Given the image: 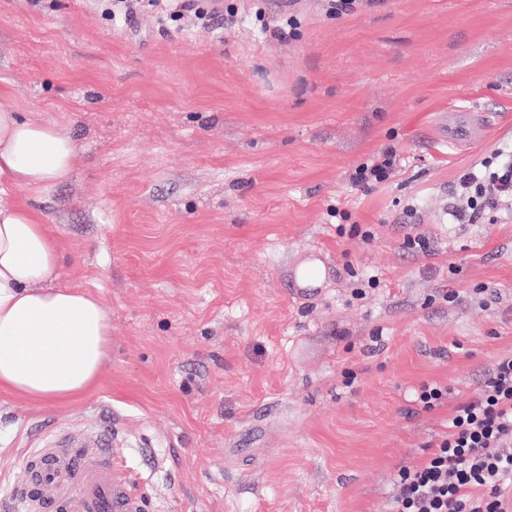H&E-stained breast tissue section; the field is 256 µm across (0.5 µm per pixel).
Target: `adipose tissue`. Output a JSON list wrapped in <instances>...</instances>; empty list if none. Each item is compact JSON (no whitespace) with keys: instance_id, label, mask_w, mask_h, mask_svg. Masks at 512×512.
Instances as JSON below:
<instances>
[{"instance_id":"1","label":"adipose tissue","mask_w":512,"mask_h":512,"mask_svg":"<svg viewBox=\"0 0 512 512\" xmlns=\"http://www.w3.org/2000/svg\"><path fill=\"white\" fill-rule=\"evenodd\" d=\"M79 162L67 127L0 108V391L34 403L93 389L111 325L101 301L58 286L64 255L44 217L6 195L63 183Z\"/></svg>"}]
</instances>
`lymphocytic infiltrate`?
I'll return each mask as SVG.
<instances>
[{
  "mask_svg": "<svg viewBox=\"0 0 512 512\" xmlns=\"http://www.w3.org/2000/svg\"><path fill=\"white\" fill-rule=\"evenodd\" d=\"M490 212L512 218V147L470 165L451 187L452 223ZM389 512H512V353L455 408L426 459L397 471Z\"/></svg>",
  "mask_w": 512,
  "mask_h": 512,
  "instance_id": "f902f5d3",
  "label": "lymphocytic infiltrate"
}]
</instances>
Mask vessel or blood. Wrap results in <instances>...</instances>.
<instances>
[{"instance_id":"b4317fda","label":"vessel or blood","mask_w":512,"mask_h":512,"mask_svg":"<svg viewBox=\"0 0 512 512\" xmlns=\"http://www.w3.org/2000/svg\"><path fill=\"white\" fill-rule=\"evenodd\" d=\"M486 126L478 108L448 111V141L456 149L480 139ZM111 442L103 428L28 449L24 477L11 490L17 512H142L140 497L112 460Z\"/></svg>"}]
</instances>
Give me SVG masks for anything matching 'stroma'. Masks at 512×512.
<instances>
[{
    "label": "stroma",
    "mask_w": 512,
    "mask_h": 512,
    "mask_svg": "<svg viewBox=\"0 0 512 512\" xmlns=\"http://www.w3.org/2000/svg\"><path fill=\"white\" fill-rule=\"evenodd\" d=\"M105 7L0 0V107L82 153L7 198L112 326L89 394L0 391V500L26 449L108 425L145 512H386L394 471L512 351V222L448 221L459 173L512 144V0ZM469 104L491 127L462 152L443 120ZM388 146L389 178L354 185ZM312 262L325 277L301 286ZM425 382L445 390L429 410Z\"/></svg>",
    "instance_id": "1"
}]
</instances>
